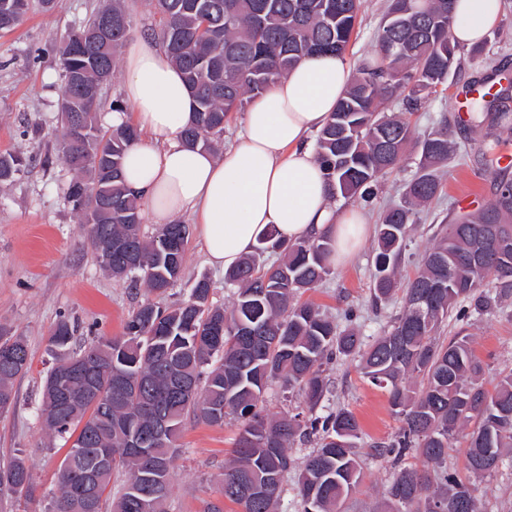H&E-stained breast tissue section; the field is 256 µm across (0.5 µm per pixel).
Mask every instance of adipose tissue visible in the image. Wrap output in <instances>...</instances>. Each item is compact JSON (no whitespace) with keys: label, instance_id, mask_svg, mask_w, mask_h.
I'll return each instance as SVG.
<instances>
[{"label":"adipose tissue","instance_id":"1","mask_svg":"<svg viewBox=\"0 0 512 512\" xmlns=\"http://www.w3.org/2000/svg\"><path fill=\"white\" fill-rule=\"evenodd\" d=\"M504 6V0H455L454 39L482 41ZM125 73L128 108L113 113L112 122L132 119L144 132L126 153L124 173L152 223L191 215L207 263L225 270L272 229L291 242L330 236L337 265L357 253L369 233L366 218L334 204L311 141L351 82L344 56L303 59L252 102L237 141L220 155L184 144L196 100L155 40L141 36L128 46Z\"/></svg>","mask_w":512,"mask_h":512}]
</instances>
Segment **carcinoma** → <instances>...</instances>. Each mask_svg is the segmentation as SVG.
<instances>
[{"label": "carcinoma", "instance_id": "1", "mask_svg": "<svg viewBox=\"0 0 512 512\" xmlns=\"http://www.w3.org/2000/svg\"><path fill=\"white\" fill-rule=\"evenodd\" d=\"M0 9V30H9L29 9ZM362 0H145L159 17L151 36L180 69L197 101L194 120L183 131L190 147L211 149L224 124L248 100L266 92L302 59L343 54L355 30ZM454 0H391L375 37V49L355 74L336 111L317 137V159L332 196L364 202L378 181L408 150L419 174L406 185L403 201L376 225L371 293L381 303L402 293L391 329L369 342L342 328L312 302L295 298L330 274L328 236L297 243L273 236L224 274L236 288L231 306L210 301L203 277L188 299L162 308L144 299L118 337L100 336L74 347L75 326L55 325L49 342L54 364L47 373L41 406L44 429L66 437L58 494L45 512H165L176 441L192 416L224 425L231 416L238 434L231 463L224 467V498L241 512H275L288 475L295 474L302 512H338L360 477L356 452L362 430L347 408L320 412L328 393L326 367L356 359L360 373L386 391L398 432L373 445L395 468L380 512H484L471 484L448 471V449L469 424L464 468L490 477L512 448V373L493 391L479 381L482 366L466 335L440 341L443 323H469L498 306L512 289V180L501 179L492 198L474 212L438 225L402 284L400 268L414 229V210L441 189L439 170L456 145L448 128L419 135L383 105L402 98L425 100L448 82L456 67ZM112 20L108 45L99 41ZM132 28L125 0L102 5L73 30L59 50L61 92L83 116L84 132L63 128L59 151L75 172L66 189L72 210L89 225V239L112 276L142 284L149 294L174 286L182 272L189 231L166 224L151 239L141 232V203L127 189L123 160L138 132L130 124L103 129L97 112L102 90L112 81L117 54ZM470 109L488 128L512 130V90L480 94ZM26 167L19 154H0V182ZM488 261L469 264L478 243ZM285 253L267 263L266 253ZM24 339L0 327V414L15 405V379L27 370ZM278 381L302 397L305 408L270 417L265 394ZM316 440L299 473L288 449L296 439ZM108 465L94 469L101 452ZM414 455L423 468L402 465ZM95 470L93 485L86 473ZM128 481L112 498V475ZM269 482L261 499L244 501L229 491L237 481ZM18 497L32 491L27 459L19 454L0 470V492Z\"/></svg>", "mask_w": 512, "mask_h": 512}]
</instances>
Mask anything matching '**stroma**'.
<instances>
[{
  "label": "stroma",
  "mask_w": 512,
  "mask_h": 512,
  "mask_svg": "<svg viewBox=\"0 0 512 512\" xmlns=\"http://www.w3.org/2000/svg\"><path fill=\"white\" fill-rule=\"evenodd\" d=\"M98 3L61 0L49 11H28L15 29L0 31V153H18L29 161L13 181L0 183V325L23 337L28 350V368L14 382L15 407L0 415V468L16 454H24L33 483L27 502L0 492V512H44L58 491V472L69 445L50 437L39 417L44 377L53 363L48 352L53 325L60 318L69 319L81 341L118 336L142 299L129 281L112 277L102 268L89 243L87 225L66 199L73 173L58 149L62 134L58 50ZM389 5L390 0H363L345 52L351 69H358L372 54ZM483 46L478 56L461 47L445 89L409 114L411 124L421 132L447 124L457 146L443 176L441 194L419 210L420 230L408 246L412 253L423 252L435 224L459 214L456 196L460 191L475 193L480 206L491 198L499 176L512 180V167L504 170L494 162L501 151L512 150V130H500L497 140H486L484 126L460 97L469 82L483 76L495 85L512 83V0H506L502 17ZM38 48L43 56L31 62L30 55ZM416 171V163L407 160L383 178L372 205L363 209L370 224H377L384 210L400 203ZM373 257L374 242L369 239L349 264L332 266L327 279L305 294L338 321L346 308H355L357 326L369 340L388 331L401 307L396 298L373 304ZM202 277L211 282L213 304H231L233 290L226 287L223 270L207 263L193 235L182 276L159 297V304L187 298L193 283ZM464 332L483 366L484 387L493 389L500 375L512 371V294L504 299L502 310L472 320ZM326 377L333 390L328 409L352 410L362 428L361 475L343 512H376L392 465L375 456L372 444L391 438L399 421L390 410L387 393L364 380L355 362L335 363ZM236 432L231 420L221 426L187 420L178 441L166 512H208L212 506L220 512H240L238 505L225 501L223 491L224 466L231 459ZM475 486L486 512H512V464L493 477L476 480Z\"/></svg>",
  "instance_id": "obj_1"
}]
</instances>
